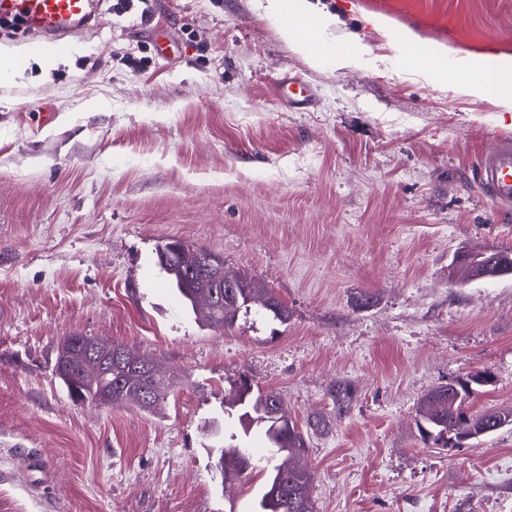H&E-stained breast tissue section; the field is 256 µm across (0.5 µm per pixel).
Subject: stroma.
I'll return each instance as SVG.
<instances>
[{
  "label": "stroma",
  "instance_id": "obj_1",
  "mask_svg": "<svg viewBox=\"0 0 512 512\" xmlns=\"http://www.w3.org/2000/svg\"><path fill=\"white\" fill-rule=\"evenodd\" d=\"M323 2L375 57L396 54L381 15L512 64V0ZM112 4L0 85V512H250L261 473L221 482L207 436L242 375L302 431L316 512H512V425L445 449L417 427L425 394L476 374L470 414L512 409V276L448 268L512 250V211L476 188L512 112L457 76L313 67L252 0ZM289 73L311 108L281 97ZM167 238L272 288L287 323L195 324L155 265ZM75 333L155 358L174 393L73 401L53 368Z\"/></svg>",
  "mask_w": 512,
  "mask_h": 512
}]
</instances>
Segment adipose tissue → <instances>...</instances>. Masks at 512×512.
<instances>
[{
	"label": "adipose tissue",
	"instance_id": "1",
	"mask_svg": "<svg viewBox=\"0 0 512 512\" xmlns=\"http://www.w3.org/2000/svg\"><path fill=\"white\" fill-rule=\"evenodd\" d=\"M259 14L274 22L281 38L311 64L332 63L346 68L367 61L369 50L356 38L336 39L332 32L337 17L321 0H254ZM414 35L397 41L395 62L417 69L431 83H442L457 73L468 77L466 94L494 98L503 111L512 112V66L493 54L445 55L429 46L425 57H417L412 47Z\"/></svg>",
	"mask_w": 512,
	"mask_h": 512
}]
</instances>
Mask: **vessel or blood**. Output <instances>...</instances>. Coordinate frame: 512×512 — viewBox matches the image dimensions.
I'll return each mask as SVG.
<instances>
[{"label": "vessel or blood", "instance_id": "vessel-or-blood-1", "mask_svg": "<svg viewBox=\"0 0 512 512\" xmlns=\"http://www.w3.org/2000/svg\"><path fill=\"white\" fill-rule=\"evenodd\" d=\"M97 0H0V18L18 20L34 37L33 49L58 52L67 37L93 29ZM480 184L501 206L512 204V143L502 142L480 160Z\"/></svg>", "mask_w": 512, "mask_h": 512}]
</instances>
